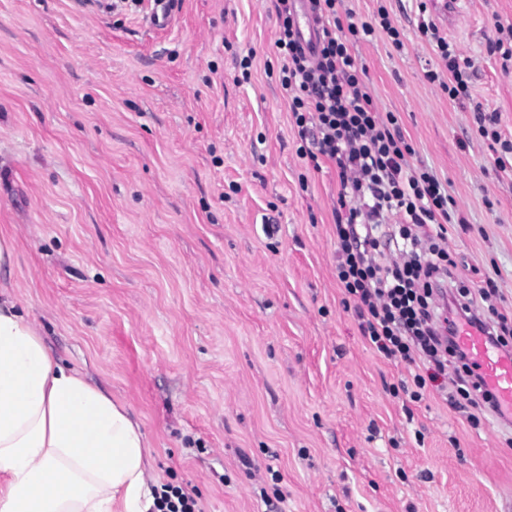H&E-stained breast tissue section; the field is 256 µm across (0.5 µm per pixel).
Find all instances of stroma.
<instances>
[{
  "label": "stroma",
  "mask_w": 512,
  "mask_h": 512,
  "mask_svg": "<svg viewBox=\"0 0 512 512\" xmlns=\"http://www.w3.org/2000/svg\"><path fill=\"white\" fill-rule=\"evenodd\" d=\"M417 4L343 0L339 14L383 11L399 30L400 45L379 34L353 52L412 164L448 184L459 281L491 278L489 305L512 316V168L473 112H497L512 140V64L489 48L512 0H457L453 26L430 9L472 61L461 101ZM147 12L0 0V232L16 242L0 296L130 408L154 480L200 512H505L512 421L472 425L448 378L411 400L413 368L344 303L336 169L298 152L275 0H180L161 30Z\"/></svg>",
  "instance_id": "35a3bbf8"
}]
</instances>
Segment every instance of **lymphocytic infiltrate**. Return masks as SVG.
<instances>
[{
  "label": "lymphocytic infiltrate",
  "instance_id": "lymphocytic-infiltrate-1",
  "mask_svg": "<svg viewBox=\"0 0 512 512\" xmlns=\"http://www.w3.org/2000/svg\"><path fill=\"white\" fill-rule=\"evenodd\" d=\"M277 2L279 82L304 142L300 156L316 169L325 160L336 166V278L354 302L362 335L387 360L417 365L411 399H420L429 382L451 373L460 399L478 412L493 411L475 364L454 339L453 321L435 302V290L455 279L456 264L444 247L446 226L453 221L448 189L432 172L411 166L413 149L397 118L378 112L349 42L350 36L378 31L395 40L397 28L384 13L375 25L345 26L337 0H308L316 30L309 54L295 4ZM419 29L448 62L443 90L453 100L468 98L470 60L431 20H420ZM394 214L401 218L398 228L374 236L373 227ZM487 295L482 287L460 288L456 315L512 352V320L501 313L489 322L480 305Z\"/></svg>",
  "mask_w": 512,
  "mask_h": 512
}]
</instances>
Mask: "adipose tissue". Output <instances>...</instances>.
<instances>
[{"label":"adipose tissue","instance_id":"ef3b65f1","mask_svg":"<svg viewBox=\"0 0 512 512\" xmlns=\"http://www.w3.org/2000/svg\"><path fill=\"white\" fill-rule=\"evenodd\" d=\"M151 457L128 406L0 298V512H159Z\"/></svg>","mask_w":512,"mask_h":512}]
</instances>
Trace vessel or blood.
<instances>
[{
    "label": "vessel or blood",
    "instance_id": "b4317fda",
    "mask_svg": "<svg viewBox=\"0 0 512 512\" xmlns=\"http://www.w3.org/2000/svg\"><path fill=\"white\" fill-rule=\"evenodd\" d=\"M173 0H150L145 24L164 28L174 17ZM456 340L477 366L486 387L495 397L499 414L512 418V353L490 344L477 327L462 322L457 326Z\"/></svg>",
    "mask_w": 512,
    "mask_h": 512
}]
</instances>
